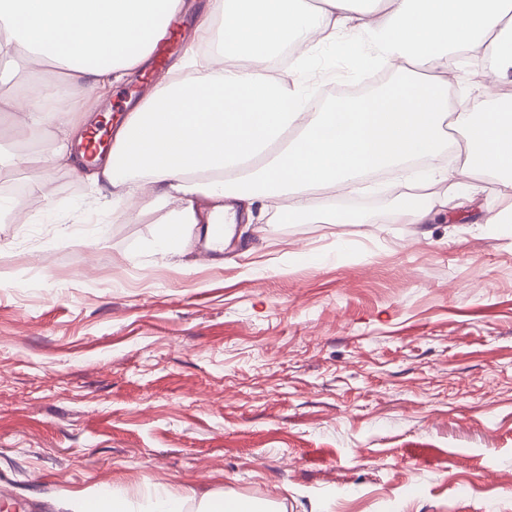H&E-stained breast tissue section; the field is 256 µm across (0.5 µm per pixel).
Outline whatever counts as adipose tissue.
<instances>
[{"mask_svg":"<svg viewBox=\"0 0 512 512\" xmlns=\"http://www.w3.org/2000/svg\"><path fill=\"white\" fill-rule=\"evenodd\" d=\"M185 0H0V83L19 70L55 65L73 88L0 95V112L24 113L23 129H52L48 162L85 169L81 148L89 112L75 98L146 68ZM339 47L366 71L396 83L363 98L314 106L298 81L317 51ZM489 61L488 106L449 101L448 55ZM292 69L274 71L282 54ZM177 80L158 83L125 115L103 164L88 171L121 212L143 184L170 212L159 238L182 249L193 226L249 222L269 212L277 224H370L380 213L347 210L335 195L360 178L414 160L429 175L398 201L424 224L449 188L467 194L466 176L512 179V0H207ZM457 129L462 165L438 161ZM86 170V169H85ZM68 512H131L122 490L91 487Z\"/></svg>","mask_w":512,"mask_h":512,"instance_id":"1","label":"adipose tissue"}]
</instances>
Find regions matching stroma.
<instances>
[{"instance_id": "1", "label": "stroma", "mask_w": 512, "mask_h": 512, "mask_svg": "<svg viewBox=\"0 0 512 512\" xmlns=\"http://www.w3.org/2000/svg\"><path fill=\"white\" fill-rule=\"evenodd\" d=\"M187 37L95 111L111 135ZM474 110L486 61L450 59ZM320 99L392 82L331 50ZM52 148L0 124V483L52 503L96 485L213 492L265 512H512V184L469 177L428 224H239L178 255L167 211L112 217ZM22 165H10V158ZM40 179L38 199L8 187ZM395 170L344 197L397 204ZM263 249L245 255L259 238Z\"/></svg>"}]
</instances>
